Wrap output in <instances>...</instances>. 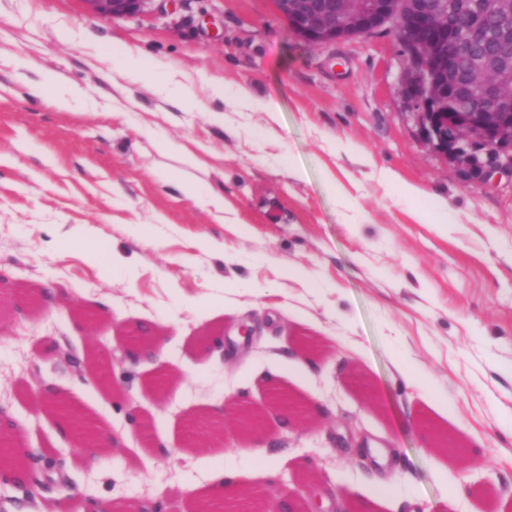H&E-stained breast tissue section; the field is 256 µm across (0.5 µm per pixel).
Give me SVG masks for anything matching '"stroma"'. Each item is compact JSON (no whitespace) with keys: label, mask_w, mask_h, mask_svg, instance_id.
I'll return each instance as SVG.
<instances>
[{"label":"stroma","mask_w":512,"mask_h":512,"mask_svg":"<svg viewBox=\"0 0 512 512\" xmlns=\"http://www.w3.org/2000/svg\"><path fill=\"white\" fill-rule=\"evenodd\" d=\"M129 49L146 61L136 76L112 69ZM402 67L391 28L313 45L274 0H155L114 19L82 0H0V273L60 298L0 297V409L16 446L65 458L36 492L0 484V512H83L89 494L194 512L218 472L255 512L280 492L297 512H512V175L463 180L424 139ZM166 70L183 95L158 92ZM48 72L85 99L32 94ZM242 88L277 114L239 111ZM383 168L424 196L403 200ZM186 180L222 194L227 219ZM85 235L114 266L75 244ZM95 346L112 351L113 392L87 371ZM46 383L115 436L94 465L37 408ZM270 387L309 420L267 407ZM232 399L265 408L267 428L189 440ZM184 191L187 197L192 199L198 206L209 211L216 217L224 215V197L218 193H207L200 190L194 183H186Z\"/></svg>","instance_id":"obj_1"}]
</instances>
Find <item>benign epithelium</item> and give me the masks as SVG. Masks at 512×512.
<instances>
[{
  "label": "benign epithelium",
  "mask_w": 512,
  "mask_h": 512,
  "mask_svg": "<svg viewBox=\"0 0 512 512\" xmlns=\"http://www.w3.org/2000/svg\"><path fill=\"white\" fill-rule=\"evenodd\" d=\"M89 12L101 18H116L142 13L155 0H82ZM279 15L301 39L314 44L367 35L389 25L397 34L404 63L401 85L405 96L418 109V121L426 140L456 163L467 177L486 178L507 170L512 173V79L505 63L484 57L475 75L487 73V102L450 121L439 109V99L457 85L456 47L448 37V16L444 6L426 5L423 0H274ZM41 405L49 413L62 409L71 416L72 431L84 448L95 446L96 432L90 430L81 412L52 391L41 392ZM270 400L281 413L302 418L306 408L284 390H274ZM259 409L240 404L237 426L255 431L262 427ZM251 501L245 494L234 500L203 499L197 512H235L238 503Z\"/></svg>",
  "instance_id": "benign-epithelium-1"
}]
</instances>
